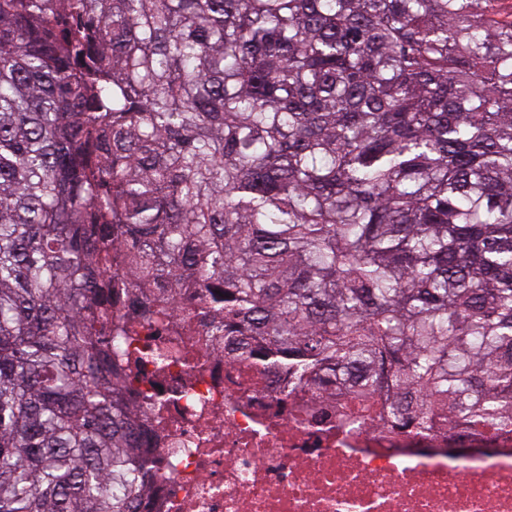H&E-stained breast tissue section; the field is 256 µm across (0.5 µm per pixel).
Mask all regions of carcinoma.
<instances>
[{
	"instance_id": "carcinoma-1",
	"label": "carcinoma",
	"mask_w": 512,
	"mask_h": 512,
	"mask_svg": "<svg viewBox=\"0 0 512 512\" xmlns=\"http://www.w3.org/2000/svg\"><path fill=\"white\" fill-rule=\"evenodd\" d=\"M494 2L0 0V512H144L110 337L185 288L189 329L290 395L512 426Z\"/></svg>"
}]
</instances>
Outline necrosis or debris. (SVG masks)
I'll use <instances>...</instances> for the list:
<instances>
[{
    "instance_id": "1",
    "label": "necrosis or debris",
    "mask_w": 512,
    "mask_h": 512,
    "mask_svg": "<svg viewBox=\"0 0 512 512\" xmlns=\"http://www.w3.org/2000/svg\"><path fill=\"white\" fill-rule=\"evenodd\" d=\"M191 298L123 348L156 430L150 512H512V431L442 422L425 439L355 424L341 393L286 396L274 375L185 332Z\"/></svg>"
}]
</instances>
